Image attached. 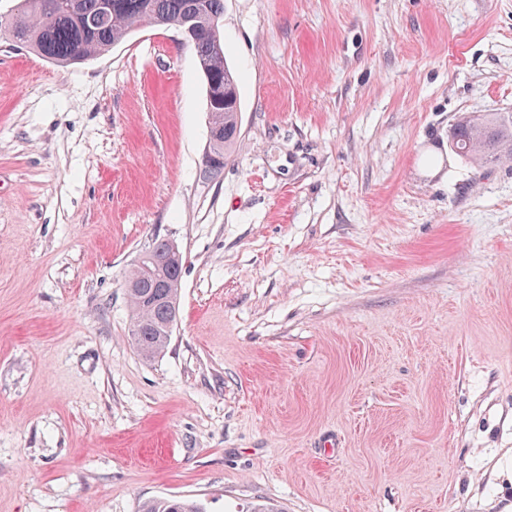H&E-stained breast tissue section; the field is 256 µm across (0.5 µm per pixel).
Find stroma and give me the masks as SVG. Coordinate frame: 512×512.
<instances>
[{
	"instance_id": "stroma-1",
	"label": "stroma",
	"mask_w": 512,
	"mask_h": 512,
	"mask_svg": "<svg viewBox=\"0 0 512 512\" xmlns=\"http://www.w3.org/2000/svg\"><path fill=\"white\" fill-rule=\"evenodd\" d=\"M240 136L203 175L173 27L60 66L0 39V512H512V0H224ZM166 353L129 336L152 236ZM505 112L464 113L449 132L467 159L483 167L512 159V118ZM143 265L134 264L127 274V302L131 312L130 326L140 335L130 339L138 353L155 359L169 346L174 324L179 315L178 292L183 257L168 239L154 237L148 242ZM170 336L166 335L167 327ZM139 512H205L196 501L180 497L148 499L141 503Z\"/></svg>"
}]
</instances>
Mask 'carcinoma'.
Wrapping results in <instances>:
<instances>
[{
	"instance_id": "carcinoma-1",
	"label": "carcinoma",
	"mask_w": 512,
	"mask_h": 512,
	"mask_svg": "<svg viewBox=\"0 0 512 512\" xmlns=\"http://www.w3.org/2000/svg\"><path fill=\"white\" fill-rule=\"evenodd\" d=\"M202 14H224V0H17L16 12L0 26V37L23 44L47 61L74 64L93 59L152 24L174 27ZM206 82V111L217 131L210 146L215 165L210 177L224 170V156L239 136L240 97L236 76L224 56L220 30L199 26L191 40ZM461 155L483 167L512 159V116L501 112L464 113L449 132ZM183 257L169 240L148 242L146 260L127 274L131 337L146 359L169 346L167 327L179 315L178 292ZM139 512H205L202 505L180 497L148 499Z\"/></svg>"
}]
</instances>
